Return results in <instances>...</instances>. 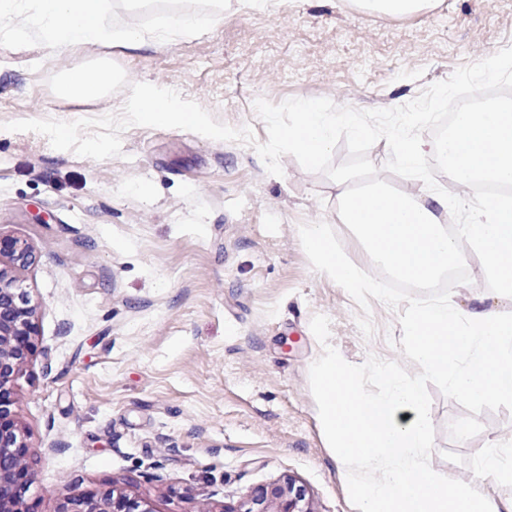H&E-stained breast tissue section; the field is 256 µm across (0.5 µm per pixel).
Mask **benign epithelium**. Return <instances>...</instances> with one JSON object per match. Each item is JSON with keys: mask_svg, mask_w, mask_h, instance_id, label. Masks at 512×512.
<instances>
[{"mask_svg": "<svg viewBox=\"0 0 512 512\" xmlns=\"http://www.w3.org/2000/svg\"><path fill=\"white\" fill-rule=\"evenodd\" d=\"M32 248L0 236V512H25L22 496L29 465L24 434L10 410L17 377L28 364L37 335L35 308L17 284L15 272L30 264ZM52 512H154L147 500L130 499L110 488L99 493L74 490ZM195 512H312L306 491L292 479L254 488L236 505L209 504Z\"/></svg>", "mask_w": 512, "mask_h": 512, "instance_id": "obj_1", "label": "benign epithelium"}]
</instances>
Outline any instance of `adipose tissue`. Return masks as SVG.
Instances as JSON below:
<instances>
[{"instance_id":"1","label":"adipose tissue","mask_w":512,"mask_h":512,"mask_svg":"<svg viewBox=\"0 0 512 512\" xmlns=\"http://www.w3.org/2000/svg\"><path fill=\"white\" fill-rule=\"evenodd\" d=\"M112 0H36L33 21L48 46L123 41L135 43L132 31H118L107 21ZM336 196L342 223L354 225L376 263L398 275L426 282L474 250L486 260V273L498 297L512 299V197L484 202L483 210L456 236L440 228L448 198L427 193L407 197L383 187L361 192L349 175H338ZM321 423L328 444L345 458L390 459L381 483H364L347 475L360 512H512V498L492 496L488 485L512 482L506 454L478 449L477 483L460 484L435 474L427 463L425 397L416 384L392 370L379 373L386 392L373 397L336 356L327 352L316 369Z\"/></svg>"}]
</instances>
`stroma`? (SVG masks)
<instances>
[{"mask_svg": "<svg viewBox=\"0 0 512 512\" xmlns=\"http://www.w3.org/2000/svg\"><path fill=\"white\" fill-rule=\"evenodd\" d=\"M112 0L113 28L141 42L48 47L13 0L0 17V235L33 247L16 276L35 307L37 334L11 411L30 453L24 494L52 512L71 489L110 487L154 512H196L202 499L235 503L253 488L293 479L313 512H359L347 471L369 484L387 463L344 459L329 448L310 389L323 347L310 321L326 315L329 342L349 363L404 361L399 312L362 310L314 270L299 238L328 223L349 259L376 268L340 222L332 180L281 158L270 175L253 146L180 129L131 126L122 154L103 161L51 147L24 119L74 121L121 114L127 91L94 100L56 96L53 73L109 59L129 83L180 92L229 126L268 140L256 99L320 98L360 110L407 104L460 66L512 46V0H434L393 17L357 0ZM191 13L187 34L170 23ZM471 281L451 292L460 313L477 302L512 312L466 253ZM431 468L476 478L474 453L512 444V412L483 411L477 436L454 442L455 400L430 388ZM61 452H49L51 443Z\"/></svg>", "mask_w": 512, "mask_h": 512, "instance_id": "obj_1", "label": "stroma"}]
</instances>
